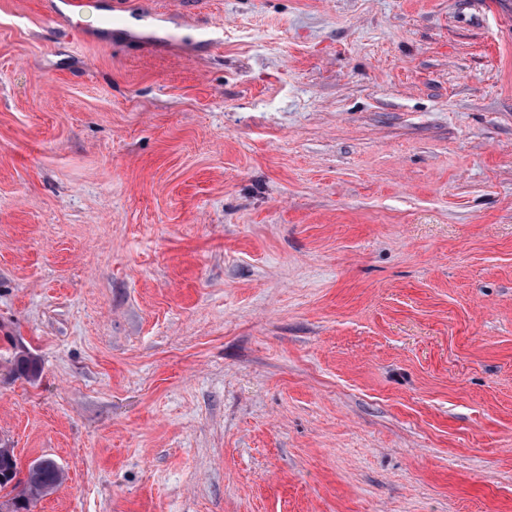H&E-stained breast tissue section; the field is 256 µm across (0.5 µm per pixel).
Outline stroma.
<instances>
[{
    "label": "stroma",
    "instance_id": "35a3bbf8",
    "mask_svg": "<svg viewBox=\"0 0 512 512\" xmlns=\"http://www.w3.org/2000/svg\"><path fill=\"white\" fill-rule=\"evenodd\" d=\"M112 2L0 0L30 512H512V0Z\"/></svg>",
    "mask_w": 512,
    "mask_h": 512
}]
</instances>
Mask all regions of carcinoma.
I'll return each mask as SVG.
<instances>
[{"mask_svg": "<svg viewBox=\"0 0 512 512\" xmlns=\"http://www.w3.org/2000/svg\"><path fill=\"white\" fill-rule=\"evenodd\" d=\"M14 372L29 381H35L40 376L38 360L28 354L16 356ZM62 479V468L51 457H42L31 463L27 473H22L18 459L12 448H0V490L7 487L17 491V494L0 503L1 510L6 512H25L30 501L50 494Z\"/></svg>", "mask_w": 512, "mask_h": 512, "instance_id": "carcinoma-1", "label": "carcinoma"}]
</instances>
